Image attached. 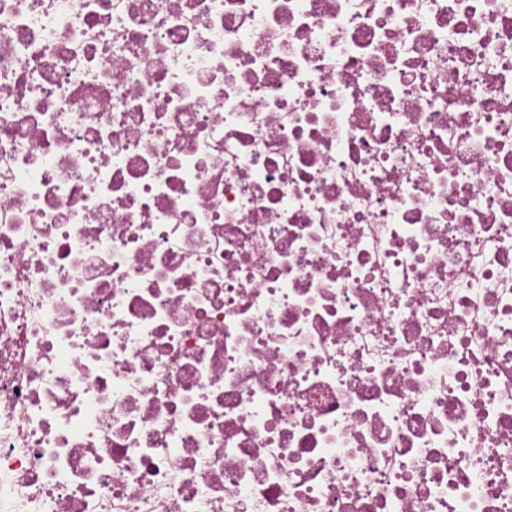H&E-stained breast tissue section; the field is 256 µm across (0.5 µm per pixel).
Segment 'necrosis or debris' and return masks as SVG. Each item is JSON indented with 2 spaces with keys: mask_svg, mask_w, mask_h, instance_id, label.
I'll list each match as a JSON object with an SVG mask.
<instances>
[{
  "mask_svg": "<svg viewBox=\"0 0 512 512\" xmlns=\"http://www.w3.org/2000/svg\"><path fill=\"white\" fill-rule=\"evenodd\" d=\"M0 512H512V0H0Z\"/></svg>",
  "mask_w": 512,
  "mask_h": 512,
  "instance_id": "obj_1",
  "label": "necrosis or debris"
}]
</instances>
